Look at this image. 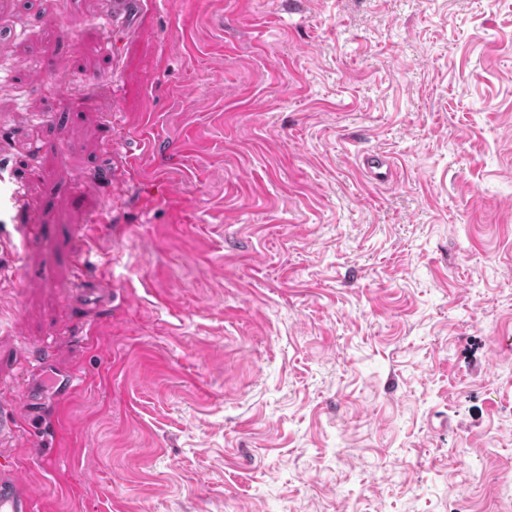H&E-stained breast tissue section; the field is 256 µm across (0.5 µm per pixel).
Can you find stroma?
Instances as JSON below:
<instances>
[{
  "label": "stroma",
  "instance_id": "obj_1",
  "mask_svg": "<svg viewBox=\"0 0 512 512\" xmlns=\"http://www.w3.org/2000/svg\"><path fill=\"white\" fill-rule=\"evenodd\" d=\"M103 13L0 0V121L42 225L21 278L0 260V393L47 346L82 374L63 405L46 376L34 439L4 442L37 512L503 506L512 0ZM93 216L112 303L87 330L65 290Z\"/></svg>",
  "mask_w": 512,
  "mask_h": 512
}]
</instances>
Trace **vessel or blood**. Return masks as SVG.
Masks as SVG:
<instances>
[{
  "instance_id": "obj_1",
  "label": "vessel or blood",
  "mask_w": 512,
  "mask_h": 512,
  "mask_svg": "<svg viewBox=\"0 0 512 512\" xmlns=\"http://www.w3.org/2000/svg\"><path fill=\"white\" fill-rule=\"evenodd\" d=\"M36 224L35 205L25 194L14 176V169L0 138V251L20 258L32 244V229ZM103 232L101 223H94L92 232L84 233L76 268L73 298L86 299V311L96 313L107 307V292L85 276L86 265L96 251ZM48 353H40L34 359L33 369L15 394L9 410L0 413V438L21 430V422L34 412L37 401V385L51 368ZM0 512H37L35 493L24 477L21 467L14 462L0 463Z\"/></svg>"
}]
</instances>
